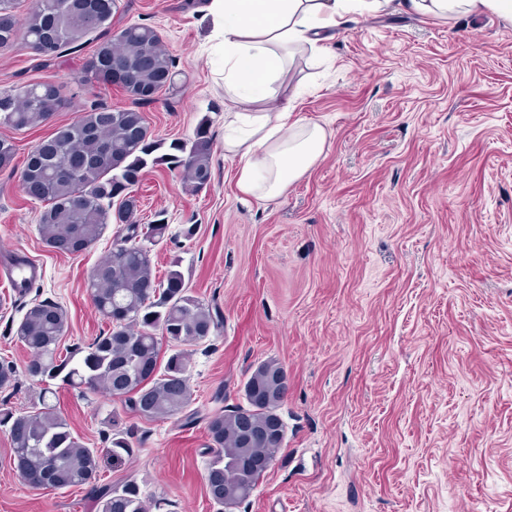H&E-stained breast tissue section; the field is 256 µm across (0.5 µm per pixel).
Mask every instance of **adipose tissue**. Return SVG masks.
<instances>
[{
	"instance_id": "adipose-tissue-1",
	"label": "adipose tissue",
	"mask_w": 512,
	"mask_h": 512,
	"mask_svg": "<svg viewBox=\"0 0 512 512\" xmlns=\"http://www.w3.org/2000/svg\"><path fill=\"white\" fill-rule=\"evenodd\" d=\"M400 7L443 17L490 10L512 20V0H210L212 62L230 105L224 151L239 160L241 193L281 196L325 150V128L293 117L297 97L283 82L293 52L328 57L337 28Z\"/></svg>"
}]
</instances>
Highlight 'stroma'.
I'll return each mask as SVG.
<instances>
[{"label": "stroma", "mask_w": 512, "mask_h": 512, "mask_svg": "<svg viewBox=\"0 0 512 512\" xmlns=\"http://www.w3.org/2000/svg\"><path fill=\"white\" fill-rule=\"evenodd\" d=\"M207 0H118L113 28L148 23L175 61L176 87L144 106L164 141L213 136L212 180L185 190L178 171L147 170L137 223L164 217L157 273L179 261L221 324L191 346L198 417L149 421L118 400L56 385L55 403L89 448L108 419L131 434L132 459L102 460L97 483L136 479L162 512H218L207 489L205 418L240 402L261 360L288 389L285 440L252 495L231 512H512V20L376 14L337 30L331 66L296 55L294 115L323 125V155L278 198L237 187L224 152V87L208 58ZM87 51L46 69L0 49V90L80 76ZM39 202L0 170V254L36 260L24 296L0 287V359L24 366L15 332L28 306L67 312L64 347L107 331L87 281L118 225L86 253L41 236ZM0 512H97L89 486L33 489L0 427Z\"/></svg>", "instance_id": "35a3bbf8"}]
</instances>
